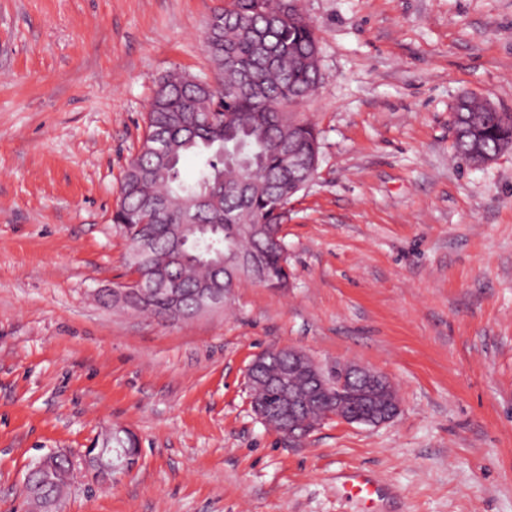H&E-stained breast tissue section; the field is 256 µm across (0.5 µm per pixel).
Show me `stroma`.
Segmentation results:
<instances>
[{
	"label": "stroma",
	"mask_w": 512,
	"mask_h": 512,
	"mask_svg": "<svg viewBox=\"0 0 512 512\" xmlns=\"http://www.w3.org/2000/svg\"><path fill=\"white\" fill-rule=\"evenodd\" d=\"M214 5L0 0V512L116 425L137 467L61 512H512V150L462 165L450 123L466 94L512 112V0H301L323 81L291 115L322 153L291 285L163 321L101 300L130 278L112 214L159 81L211 74ZM273 344L385 373L399 415L268 430L246 370ZM357 471L374 504L344 493Z\"/></svg>",
	"instance_id": "stroma-1"
}]
</instances>
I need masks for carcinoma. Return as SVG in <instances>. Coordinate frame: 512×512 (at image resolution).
<instances>
[{"mask_svg": "<svg viewBox=\"0 0 512 512\" xmlns=\"http://www.w3.org/2000/svg\"><path fill=\"white\" fill-rule=\"evenodd\" d=\"M297 0H224L204 25L203 37L215 64L213 79L174 73L162 78L149 103L145 133L120 184L112 216L132 233L129 269L152 282L148 297L128 284L122 307L158 317L171 308L167 289L177 288V311L188 320L198 314L203 288L227 293L233 281L265 288L288 287L282 225L293 180L310 182L314 172L288 167V153L318 162L321 143L315 126L288 115L319 87L321 67L314 29ZM458 130L453 147L466 161L474 141L496 153L511 112H489L485 102L467 96L455 105ZM200 158L195 179L183 180L180 164ZM234 250L253 254L248 269L224 268ZM260 405L276 400V391L260 378L250 386ZM344 411L351 417L365 405L345 390ZM336 413V402L317 396L300 419L312 427ZM74 471L65 454L53 457V476L32 475L33 502L44 512L56 509Z\"/></svg>", "mask_w": 512, "mask_h": 512, "instance_id": "obj_1", "label": "carcinoma"}]
</instances>
